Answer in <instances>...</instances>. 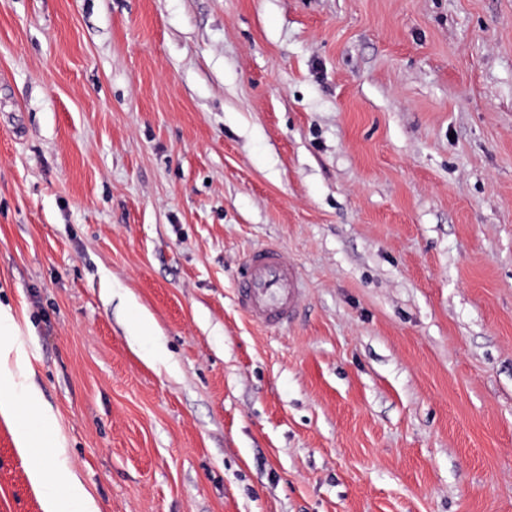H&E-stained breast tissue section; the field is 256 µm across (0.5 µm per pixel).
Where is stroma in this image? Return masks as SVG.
Listing matches in <instances>:
<instances>
[{"label":"stroma","instance_id":"1","mask_svg":"<svg viewBox=\"0 0 512 512\" xmlns=\"http://www.w3.org/2000/svg\"><path fill=\"white\" fill-rule=\"evenodd\" d=\"M0 302L100 512H512V0H0ZM302 290L301 276L288 253L267 246L246 256L236 294L252 321L273 326L293 320Z\"/></svg>","mask_w":512,"mask_h":512}]
</instances>
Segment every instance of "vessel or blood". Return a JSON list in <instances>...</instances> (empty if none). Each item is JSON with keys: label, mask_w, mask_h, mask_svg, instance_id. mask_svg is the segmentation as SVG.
<instances>
[{"label": "vessel or blood", "mask_w": 512, "mask_h": 512, "mask_svg": "<svg viewBox=\"0 0 512 512\" xmlns=\"http://www.w3.org/2000/svg\"><path fill=\"white\" fill-rule=\"evenodd\" d=\"M302 290L295 263L282 249L267 246L246 256L236 294L252 321L273 326L293 320Z\"/></svg>", "instance_id": "vessel-or-blood-1"}]
</instances>
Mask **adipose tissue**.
Returning <instances> with one entry per match:
<instances>
[{
    "instance_id": "1",
    "label": "adipose tissue",
    "mask_w": 512,
    "mask_h": 512,
    "mask_svg": "<svg viewBox=\"0 0 512 512\" xmlns=\"http://www.w3.org/2000/svg\"><path fill=\"white\" fill-rule=\"evenodd\" d=\"M18 322L11 306L0 304V415L14 418L27 412L40 422L48 437L43 445L42 463L28 469L32 485L39 491L43 512H99L78 474L65 456V440L54 426V416L33 380V373L18 343ZM64 473L66 492H59L46 480L49 471Z\"/></svg>"
}]
</instances>
